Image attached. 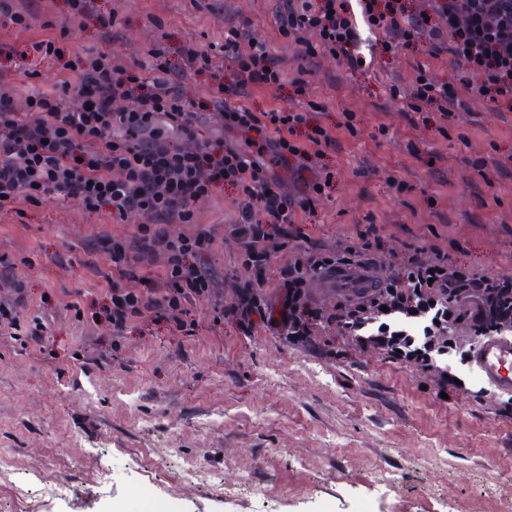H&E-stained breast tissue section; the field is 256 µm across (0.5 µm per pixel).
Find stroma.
Wrapping results in <instances>:
<instances>
[{
    "instance_id": "35a3bbf8",
    "label": "stroma",
    "mask_w": 512,
    "mask_h": 512,
    "mask_svg": "<svg viewBox=\"0 0 512 512\" xmlns=\"http://www.w3.org/2000/svg\"><path fill=\"white\" fill-rule=\"evenodd\" d=\"M120 36L95 19L69 26V0H40L28 29L0 24V44L25 50L69 26L68 53L116 54L132 65L163 46L170 62L194 41L221 52L225 29L249 17L278 53L274 0H98ZM365 66L323 61L309 97L291 87L248 90L257 110L308 111L336 148L311 158L331 187L299 214L307 242L358 246L377 224L390 245L436 249L489 276L512 275V112L469 102L447 134L433 108H410L417 69L447 79L424 51H371L360 0H347ZM231 63L232 52H221ZM486 162L478 175L471 162ZM406 183L407 192L397 190ZM134 224L52 202L0 219V254L28 290L22 318L43 317L45 346L0 335V450L15 460L0 481V512H512V416L449 357L465 389L440 398L416 369L371 352L330 356L326 334L305 345L258 325L251 335L198 303L192 335L148 313L114 340L92 313L112 266L98 249ZM65 483L52 496L33 467ZM112 478L99 479L102 468Z\"/></svg>"
}]
</instances>
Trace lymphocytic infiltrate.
<instances>
[{"label": "lymphocytic infiltrate", "instance_id": "f902f5d3", "mask_svg": "<svg viewBox=\"0 0 512 512\" xmlns=\"http://www.w3.org/2000/svg\"><path fill=\"white\" fill-rule=\"evenodd\" d=\"M417 12L395 0H363L370 29L387 50L420 47L448 61L440 81L419 71L410 98L435 105L444 117L466 110L462 89L482 97L489 111L512 103V0H423ZM280 37L293 49L295 74L285 60L240 18L224 39L235 49L232 76L217 69L210 54L193 41L172 67L164 49L147 62L118 64L109 53L61 56V38L32 45V53L55 61L58 81L45 89L0 77V214L19 202L74 203L89 214L110 211L135 221L131 237L113 238L105 250L118 272L106 283L103 309L113 335L147 313L169 321L181 333L194 330L192 308L211 301L216 321L250 334L270 320L290 343L304 344L323 328L347 345L423 373L438 392L457 390L446 358L456 329L474 335L512 334V276L491 277L472 265L413 244L390 248L376 224L358 231L359 248L306 244L296 220L313 209L328 181L304 184L302 195L285 192L277 168L287 159H310L335 148L336 141L311 112L255 111L242 101L247 87H282L309 93V78L323 57L355 70L363 66L360 34L345 0H276ZM246 51H239V44ZM215 82L212 104L221 131L206 136L198 113L203 102L188 91L189 76ZM244 134L231 145L225 132ZM232 189L235 217L222 231L197 224L195 204ZM196 224L194 233H170L173 224ZM234 242L240 272L225 275L228 300H213V277L203 266L220 238ZM284 263H277L278 255ZM373 259L384 275L370 291L341 295L329 305L310 299L309 279L353 264L356 255ZM163 258L158 283L146 287L140 273ZM13 264L0 255V280H11L9 298H0V330L24 334L41 344L42 320L22 326L27 302ZM276 279L288 309L267 314L263 291Z\"/></svg>", "mask_w": 512, "mask_h": 512}]
</instances>
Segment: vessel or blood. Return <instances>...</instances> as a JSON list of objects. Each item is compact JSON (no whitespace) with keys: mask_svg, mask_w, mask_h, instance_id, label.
<instances>
[{"mask_svg":"<svg viewBox=\"0 0 512 512\" xmlns=\"http://www.w3.org/2000/svg\"><path fill=\"white\" fill-rule=\"evenodd\" d=\"M469 364L493 395L512 397V334L477 338Z\"/></svg>","mask_w":512,"mask_h":512,"instance_id":"b4317fda","label":"vessel or blood"}]
</instances>
